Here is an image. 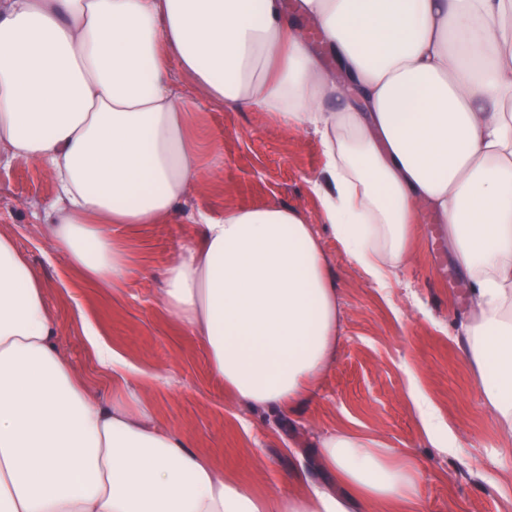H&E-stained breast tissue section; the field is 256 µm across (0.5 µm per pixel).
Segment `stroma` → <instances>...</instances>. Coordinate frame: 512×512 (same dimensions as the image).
Wrapping results in <instances>:
<instances>
[{
	"label": "stroma",
	"mask_w": 512,
	"mask_h": 512,
	"mask_svg": "<svg viewBox=\"0 0 512 512\" xmlns=\"http://www.w3.org/2000/svg\"><path fill=\"white\" fill-rule=\"evenodd\" d=\"M198 104L200 132L221 148L224 167L196 185L180 211L280 204L321 224V206L309 186L324 161L315 136L284 130L258 111L204 97ZM54 192L53 177L40 163H0V232L14 236L45 281L56 342L97 394L111 395L112 379L92 356L75 315L79 308L135 365L169 371V384L151 395L159 422L255 492L276 491L296 470L315 475L316 440L348 425L423 462L424 512H512V439L501 435L486 411L464 359L457 329L469 308V284L435 215L422 214L410 257L385 289L324 235L342 302L336 360L310 405L289 417L260 416L213 384L202 344L177 331L156 303L174 238L189 233L190 225L126 229L133 264L116 296L83 282L47 238L42 207ZM413 380L448 422L455 451L423 438L408 399Z\"/></svg>",
	"instance_id": "stroma-1"
}]
</instances>
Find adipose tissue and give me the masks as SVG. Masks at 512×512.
<instances>
[{"label": "adipose tissue", "instance_id": "obj_1", "mask_svg": "<svg viewBox=\"0 0 512 512\" xmlns=\"http://www.w3.org/2000/svg\"><path fill=\"white\" fill-rule=\"evenodd\" d=\"M176 68L213 101L318 137L322 227L277 204L178 212L223 158L203 162ZM2 153L51 172L46 235L96 287L128 276L121 225H193L157 304L225 393L267 414L309 404L339 350L322 232L383 288L434 213L469 278L467 363L512 435V0H0ZM83 330L123 382L109 398L60 352L42 277L0 233V512H421V462L354 429L320 436L326 481L263 495L225 477L156 422L140 370ZM409 398L450 447L417 384Z\"/></svg>", "mask_w": 512, "mask_h": 512}]
</instances>
